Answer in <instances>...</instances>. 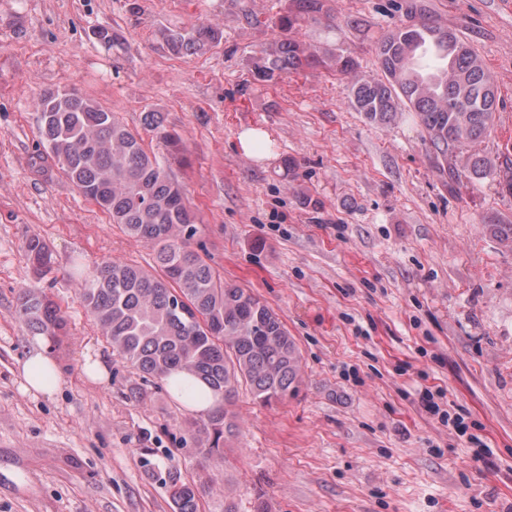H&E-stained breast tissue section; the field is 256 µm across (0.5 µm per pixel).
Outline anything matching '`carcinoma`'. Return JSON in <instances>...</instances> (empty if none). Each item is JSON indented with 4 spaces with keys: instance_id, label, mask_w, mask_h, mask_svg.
Returning a JSON list of instances; mask_svg holds the SVG:
<instances>
[{
    "instance_id": "1",
    "label": "carcinoma",
    "mask_w": 512,
    "mask_h": 512,
    "mask_svg": "<svg viewBox=\"0 0 512 512\" xmlns=\"http://www.w3.org/2000/svg\"><path fill=\"white\" fill-rule=\"evenodd\" d=\"M322 10L323 0H296V13L280 17L283 38L257 68L260 80L326 63L292 36L301 21ZM223 37L219 28L202 24L190 31L170 29L165 42L175 54H196ZM377 54L384 79L354 83V104L369 120L394 118L398 102H404L427 132L441 169L449 147L482 141L496 109L494 80L454 31L427 22L403 26L378 43ZM61 96L52 91L36 104L43 147L85 199L154 250L152 272L121 261L102 264L85 282L80 301L112 351L144 381L165 383L176 399L216 401L214 410L185 419V432L218 470L224 447L239 432L227 409L238 388L249 387L262 405L297 394L304 374L299 346L273 309L251 289L224 282L192 248L197 217L165 161L117 113L75 91L60 107ZM144 124L160 133L165 146L177 148V137L163 131L159 113H145ZM505 165L500 174L482 155L469 156V172L502 176L499 184L512 194V159ZM24 252L37 274L52 271L44 241L27 239ZM16 311L34 335L58 344L67 333L59 303L40 289L21 290ZM165 483L175 512H199L196 483L176 470Z\"/></svg>"
}]
</instances>
